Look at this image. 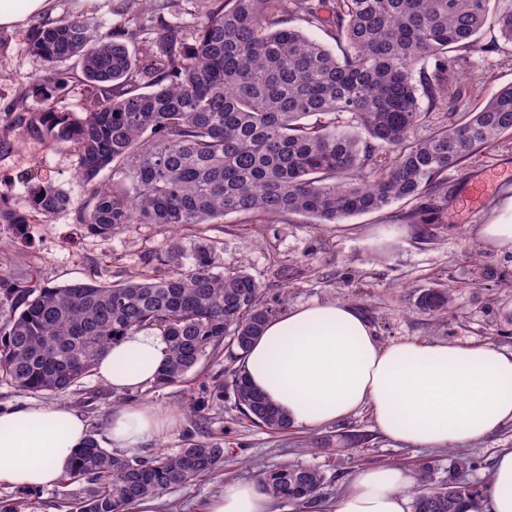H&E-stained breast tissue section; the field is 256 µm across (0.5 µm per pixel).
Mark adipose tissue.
<instances>
[{
    "instance_id": "adipose-tissue-1",
    "label": "adipose tissue",
    "mask_w": 512,
    "mask_h": 512,
    "mask_svg": "<svg viewBox=\"0 0 512 512\" xmlns=\"http://www.w3.org/2000/svg\"><path fill=\"white\" fill-rule=\"evenodd\" d=\"M167 357L156 329L130 331L95 374L115 393L152 384ZM248 382L281 407L292 425L311 430L369 408L384 437L411 448H457L512 422V349L422 339L381 344L364 314L336 302L273 317L241 362ZM176 414L158 405L113 407L105 428L114 448L135 449L168 435ZM90 433L79 411L43 405L0 409V487L59 485ZM412 473L366 467L333 512H409ZM485 512H512V449L502 450L484 488ZM203 512H275L262 484L231 481Z\"/></svg>"
}]
</instances>
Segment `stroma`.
Wrapping results in <instances>:
<instances>
[{
  "label": "stroma",
  "mask_w": 512,
  "mask_h": 512,
  "mask_svg": "<svg viewBox=\"0 0 512 512\" xmlns=\"http://www.w3.org/2000/svg\"><path fill=\"white\" fill-rule=\"evenodd\" d=\"M104 27L148 29L137 39L138 57L156 55L161 27L177 39L190 40L197 22L190 0H108L97 11ZM28 31L0 35V138L10 139L0 152V195L23 196L28 182L43 180L65 190L72 204L48 221L30 226L25 243L0 246V274L36 286L75 281L112 283L145 269L149 257L165 253L168 235L154 224H128L110 241L89 234L78 212L90 192L78 177V154L25 136L18 118L39 111L29 96L33 79L43 74V61L28 49ZM481 50L461 53L450 76L461 90L450 109L426 113L417 135L453 121L455 114L481 105L500 87L512 83V44L497 29H485ZM488 185L477 199H467L479 180ZM512 198V136L467 158L448 172V197L434 202L430 228L406 223L411 204L350 217L344 225L315 223L293 216L284 224H245L237 215L205 227V235L224 249L226 264L244 265L264 286L267 301L284 298L286 308L312 302L356 306L373 326L380 343L409 338L462 345L494 344L512 348V252L497 249L477 233L479 225L498 216ZM449 288V313L432 316L417 301L424 289ZM239 362L227 352L203 359L184 383L124 396L96 375L63 393H26L0 380V405L58 404L82 412L91 429L104 430L113 407L124 400L175 409L179 420L169 436L138 449L141 457L174 452L187 440L219 439L224 461L211 475L176 486L161 498L162 512H197L198 503L231 480H259L277 464H303L322 471L340 495L363 467L398 465L417 470L424 459L448 468L444 448H408L385 439L369 411L311 430L276 434L256 427L237 411L232 397L215 391ZM202 405L193 413V405ZM88 480L29 491L0 488V500L17 503L18 512H73Z\"/></svg>",
  "instance_id": "stroma-1"
}]
</instances>
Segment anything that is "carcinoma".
I'll list each match as a JSON object with an SVG mask.
<instances>
[{
  "label": "carcinoma",
  "mask_w": 512,
  "mask_h": 512,
  "mask_svg": "<svg viewBox=\"0 0 512 512\" xmlns=\"http://www.w3.org/2000/svg\"><path fill=\"white\" fill-rule=\"evenodd\" d=\"M194 38L160 36V56L139 59L133 34L100 32L95 17L34 25L31 51L46 64L30 87L43 108L20 119L24 135L71 146L90 186L80 220L104 242L127 224L200 229L243 216L245 224H286L291 215L321 224L381 212L397 201L448 192V170L512 134V84L454 122L414 136L423 111L453 103L449 54L475 51L487 23L512 44V0H203ZM327 28L335 48L289 26ZM74 61V66L66 63ZM150 91H145V88ZM82 89L78 116L58 107ZM428 108H421V99ZM356 124L344 129L343 120ZM110 170L112 181H97ZM71 205L49 182H29L18 201L0 196V227L14 242L30 224ZM170 242L157 264L118 283L24 286L0 274V378L21 392H63L90 375L129 331L157 327L168 356L153 383L185 380L220 346L238 358L262 335L276 306L262 284L224 265L223 250L200 238L189 264ZM451 289L428 288L418 305L437 314ZM248 421L277 433L287 415L254 391L239 370L218 385ZM224 458L219 440L193 441L173 454L128 457L90 433L66 480L93 484L79 512H127L144 496L205 477ZM472 456L448 453V476L420 464L407 491L410 512H481L490 479ZM261 483L299 512L325 507V474L283 465Z\"/></svg>",
  "instance_id": "carcinoma-1"
}]
</instances>
